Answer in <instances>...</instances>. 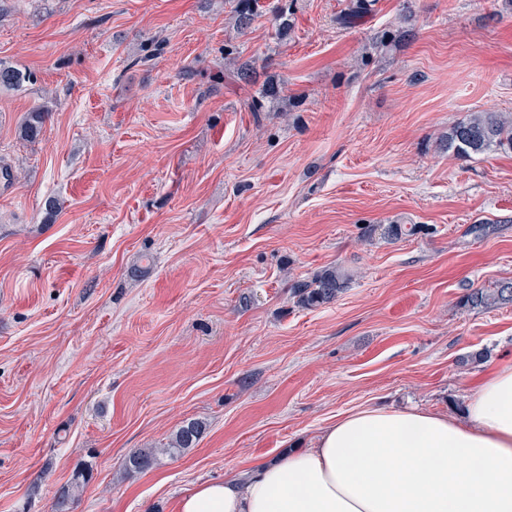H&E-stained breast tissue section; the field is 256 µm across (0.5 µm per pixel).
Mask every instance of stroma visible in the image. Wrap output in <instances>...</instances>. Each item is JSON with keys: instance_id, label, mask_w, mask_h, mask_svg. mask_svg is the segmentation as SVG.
Wrapping results in <instances>:
<instances>
[{"instance_id": "35a3bbf8", "label": "stroma", "mask_w": 512, "mask_h": 512, "mask_svg": "<svg viewBox=\"0 0 512 512\" xmlns=\"http://www.w3.org/2000/svg\"><path fill=\"white\" fill-rule=\"evenodd\" d=\"M260 3L241 35L231 0H6L0 60L34 80L0 95V512L67 488L72 512H178L339 413H461L512 355V304L463 302L512 280V154L439 147L512 113V10L377 0L342 29L344 0H296L282 38ZM406 21L414 39L372 50ZM228 43L285 88L261 117L258 85L209 89ZM395 220L417 233L384 239ZM336 265L348 289L301 307L293 283ZM192 420L196 447L127 468ZM47 116L48 112L42 107H34L26 112L18 127L20 138L27 142L38 140Z\"/></svg>"}]
</instances>
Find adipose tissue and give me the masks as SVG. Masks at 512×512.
Returning <instances> with one entry per match:
<instances>
[{
  "label": "adipose tissue",
  "instance_id": "1",
  "mask_svg": "<svg viewBox=\"0 0 512 512\" xmlns=\"http://www.w3.org/2000/svg\"><path fill=\"white\" fill-rule=\"evenodd\" d=\"M179 512H512V364L442 409L338 414L312 447L194 486Z\"/></svg>",
  "mask_w": 512,
  "mask_h": 512
}]
</instances>
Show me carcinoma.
I'll list each match as a JSON object with an SVG mask.
<instances>
[{
	"label": "carcinoma",
	"mask_w": 512,
	"mask_h": 512,
	"mask_svg": "<svg viewBox=\"0 0 512 512\" xmlns=\"http://www.w3.org/2000/svg\"><path fill=\"white\" fill-rule=\"evenodd\" d=\"M376 0H345L344 8L336 16V24L349 28L357 20L371 13ZM232 14L234 27L240 33L247 31L259 14V0H233ZM414 36L413 29L402 27L394 36H380L373 48L384 49L390 42H401ZM234 47L224 45V58L231 61L233 68L223 74L232 83L253 84L257 81V69L250 61L240 62L233 58ZM33 81L27 71L18 69L0 60V90L20 89ZM282 87L268 79L259 95L244 100L247 111L259 114L265 111V100L281 97ZM48 112L34 107L24 114L18 130L21 139L34 142L39 139ZM443 149L458 159L488 153L512 154V114L504 112H477L448 127V133L441 140ZM415 226L389 224L382 228L383 237L398 240L415 234ZM351 276L338 267L331 266L318 273L312 280H300L292 285L293 294L304 307L329 304L349 287ZM512 303V281H500L492 288H477L466 296V304L472 308L491 309ZM206 426L199 421L182 425L162 453L176 456L199 441ZM157 460V453L143 450L128 457L126 466L138 471L148 470Z\"/></svg>",
	"instance_id": "cac0c4a2"
}]
</instances>
